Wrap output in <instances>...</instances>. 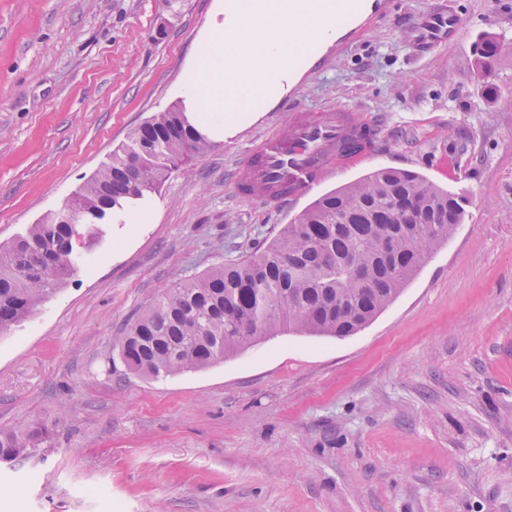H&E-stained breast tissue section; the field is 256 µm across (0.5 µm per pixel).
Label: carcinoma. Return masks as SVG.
I'll list each match as a JSON object with an SVG mask.
<instances>
[{
    "label": "carcinoma",
    "mask_w": 512,
    "mask_h": 512,
    "mask_svg": "<svg viewBox=\"0 0 512 512\" xmlns=\"http://www.w3.org/2000/svg\"><path fill=\"white\" fill-rule=\"evenodd\" d=\"M512 42L485 38L480 77ZM214 148L174 104L135 128L128 142L68 200L76 216L99 218L121 201L158 191L174 173ZM402 199L442 231L402 224ZM464 208L452 193L404 170L375 169L313 201L275 238L165 289L127 324L118 355L130 372L159 379L205 369L281 333L351 336L403 291L428 256L455 234ZM71 224L57 215L0 245V332L27 320L72 274ZM355 255L364 276L339 275ZM50 439L46 424L0 430V461L32 455Z\"/></svg>",
    "instance_id": "carcinoma-1"
}]
</instances>
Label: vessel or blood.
I'll return each instance as SVG.
<instances>
[{"instance_id": "1", "label": "vessel or blood", "mask_w": 512, "mask_h": 512, "mask_svg": "<svg viewBox=\"0 0 512 512\" xmlns=\"http://www.w3.org/2000/svg\"><path fill=\"white\" fill-rule=\"evenodd\" d=\"M458 30L456 18L435 14L424 38L430 43L446 42ZM381 134L380 123L360 121L354 112L343 108L293 113L285 126L271 128L250 141L236 188L269 208H278L371 157Z\"/></svg>"}]
</instances>
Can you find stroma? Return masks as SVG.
Wrapping results in <instances>:
<instances>
[{
    "instance_id": "obj_1",
    "label": "stroma",
    "mask_w": 512,
    "mask_h": 512,
    "mask_svg": "<svg viewBox=\"0 0 512 512\" xmlns=\"http://www.w3.org/2000/svg\"><path fill=\"white\" fill-rule=\"evenodd\" d=\"M223 3L0 0V242L187 100ZM434 12L457 39L417 45ZM489 33L512 40V0H374L260 119L209 128L215 149L158 193L74 224L73 275L0 334V429H51L0 466V512H512V54L484 87ZM325 107L381 122L376 155L275 210L238 197L247 142ZM377 168L419 173L466 216L372 323L158 380L124 367V325L164 289Z\"/></svg>"
}]
</instances>
